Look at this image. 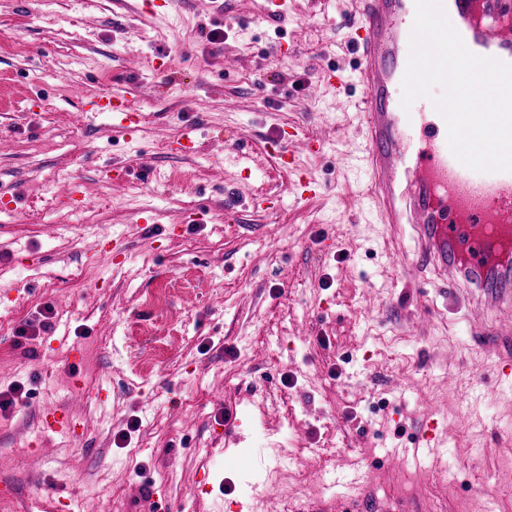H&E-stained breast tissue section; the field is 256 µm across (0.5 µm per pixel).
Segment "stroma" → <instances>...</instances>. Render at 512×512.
<instances>
[{"label":"stroma","mask_w":512,"mask_h":512,"mask_svg":"<svg viewBox=\"0 0 512 512\" xmlns=\"http://www.w3.org/2000/svg\"><path fill=\"white\" fill-rule=\"evenodd\" d=\"M263 4L0 0V393H33L0 412V493L17 512H309L371 470L351 512H484L483 486L512 512V382L468 330L467 291L392 265L412 230L351 170L356 0H285L271 20ZM112 93L140 131L92 113ZM296 131L324 148L288 167ZM111 239L123 255L91 261ZM48 309L52 332L19 340ZM49 408L77 433L30 446ZM433 411L439 450L416 444Z\"/></svg>","instance_id":"stroma-1"}]
</instances>
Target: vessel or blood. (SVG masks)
<instances>
[{
    "instance_id": "b4317fda",
    "label": "vessel or blood",
    "mask_w": 512,
    "mask_h": 512,
    "mask_svg": "<svg viewBox=\"0 0 512 512\" xmlns=\"http://www.w3.org/2000/svg\"><path fill=\"white\" fill-rule=\"evenodd\" d=\"M351 23L364 134L363 159L387 224H407L413 249L449 287L466 286L486 333L512 337V264L494 263L490 244L512 246V172H477L451 153L447 125L429 100L408 112L397 95L409 55L414 0H358ZM475 54L512 63V0H445ZM113 124L133 132L137 112L121 98L104 105Z\"/></svg>"
}]
</instances>
